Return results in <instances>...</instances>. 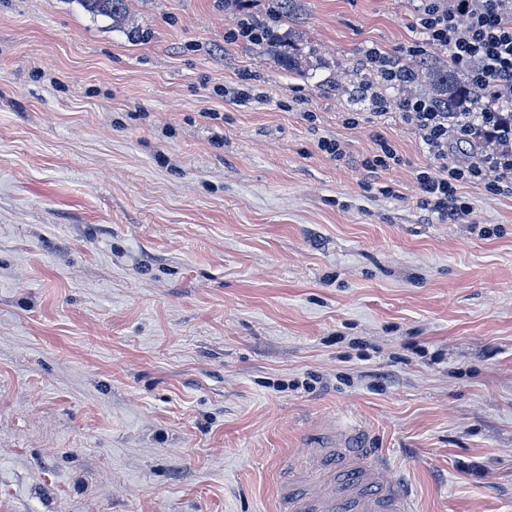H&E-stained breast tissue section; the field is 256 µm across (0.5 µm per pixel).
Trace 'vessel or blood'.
I'll list each match as a JSON object with an SVG mask.
<instances>
[{
  "mask_svg": "<svg viewBox=\"0 0 512 512\" xmlns=\"http://www.w3.org/2000/svg\"><path fill=\"white\" fill-rule=\"evenodd\" d=\"M310 472L288 469L278 488L280 512H410L389 466L374 457L369 434L339 419L309 436Z\"/></svg>",
  "mask_w": 512,
  "mask_h": 512,
  "instance_id": "b4317fda",
  "label": "vessel or blood"
}]
</instances>
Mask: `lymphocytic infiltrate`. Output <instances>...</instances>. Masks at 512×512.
I'll return each mask as SVG.
<instances>
[{
  "label": "lymphocytic infiltrate",
  "mask_w": 512,
  "mask_h": 512,
  "mask_svg": "<svg viewBox=\"0 0 512 512\" xmlns=\"http://www.w3.org/2000/svg\"><path fill=\"white\" fill-rule=\"evenodd\" d=\"M415 26L423 41L408 46V57L437 46L462 66L472 67L478 85H494L499 95L512 97V0H421ZM398 109L401 120L419 134L428 153L440 160L438 171H423L417 177L421 202L438 219L455 220L470 207L458 193L464 183H478L495 196H512V142L503 140L483 153H476L480 126L456 127L447 113L435 111L416 95L396 103L374 102L376 115ZM468 154L466 162L449 165L454 151Z\"/></svg>",
  "instance_id": "f902f5d3"
}]
</instances>
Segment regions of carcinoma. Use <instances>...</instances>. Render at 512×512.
<instances>
[{
    "label": "carcinoma",
    "mask_w": 512,
    "mask_h": 512,
    "mask_svg": "<svg viewBox=\"0 0 512 512\" xmlns=\"http://www.w3.org/2000/svg\"><path fill=\"white\" fill-rule=\"evenodd\" d=\"M272 25L267 27L265 42L269 52L286 67L288 71H297L302 67L295 48L288 37L278 34L275 25L291 20L295 15L298 0H271ZM88 12L105 16L116 26L126 22V0H81ZM416 70L424 76L430 91L428 100L439 112L453 117V122L462 124L470 121L482 123L490 132L506 139L512 136V103L502 98L496 99L491 90L477 92L470 83L469 75L452 61L433 63L429 55L415 62ZM484 112L486 117L478 116Z\"/></svg>",
    "instance_id": "obj_1"
}]
</instances>
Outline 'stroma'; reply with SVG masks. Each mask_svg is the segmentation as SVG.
Here are the masks:
<instances>
[{
	"label": "stroma",
	"instance_id": "obj_1",
	"mask_svg": "<svg viewBox=\"0 0 512 512\" xmlns=\"http://www.w3.org/2000/svg\"><path fill=\"white\" fill-rule=\"evenodd\" d=\"M268 4L127 0L132 39L0 0V512H277L333 416L415 512H512V198L440 222L435 159L353 95L412 0H302L292 73L232 36ZM376 152L372 157L363 162L364 169L370 174H377L378 170L389 169L392 164L398 165L401 162L394 147L381 136L375 138Z\"/></svg>",
	"mask_w": 512,
	"mask_h": 512
}]
</instances>
